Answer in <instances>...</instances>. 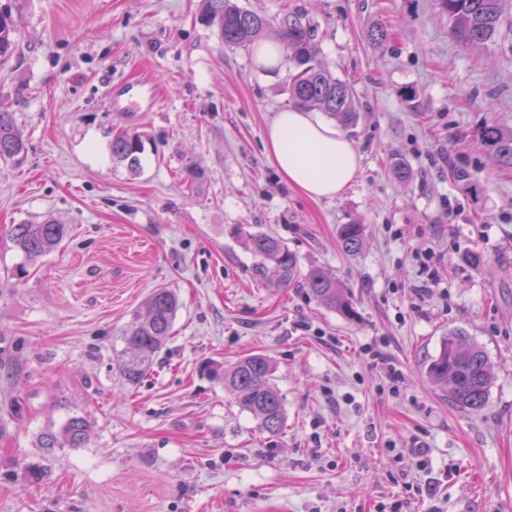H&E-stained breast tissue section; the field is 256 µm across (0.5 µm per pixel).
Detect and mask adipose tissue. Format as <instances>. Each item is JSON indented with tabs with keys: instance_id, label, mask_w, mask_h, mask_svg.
Masks as SVG:
<instances>
[{
	"instance_id": "ef3b65f1",
	"label": "adipose tissue",
	"mask_w": 512,
	"mask_h": 512,
	"mask_svg": "<svg viewBox=\"0 0 512 512\" xmlns=\"http://www.w3.org/2000/svg\"><path fill=\"white\" fill-rule=\"evenodd\" d=\"M264 145L281 178L313 200L342 194L360 166L353 140L315 112L300 108L278 112L265 130Z\"/></svg>"
}]
</instances>
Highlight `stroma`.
I'll return each instance as SVG.
<instances>
[{
    "instance_id": "1",
    "label": "stroma",
    "mask_w": 512,
    "mask_h": 512,
    "mask_svg": "<svg viewBox=\"0 0 512 512\" xmlns=\"http://www.w3.org/2000/svg\"><path fill=\"white\" fill-rule=\"evenodd\" d=\"M241 4L307 11L352 85L361 162L342 196L311 200L272 167L264 131L289 106L288 65L225 46L202 0H0L20 30L0 103L26 141L21 163L0 162V512H376L398 498L406 512H512V171L474 136L484 118L512 121V7L495 42L466 50L436 0ZM375 25L390 33L378 47ZM139 78L160 106L112 111L108 85ZM122 129L144 135L134 173L112 159ZM49 218L68 237L18 274L12 225ZM351 222L365 227L355 255L338 238ZM247 232L285 242L289 281L260 267ZM313 267L348 288L352 315L310 298ZM158 287L181 307L131 385L122 333ZM459 328L495 375L477 413L427 374ZM250 353L275 364L281 433L200 370ZM74 416L89 442L43 453L38 436ZM38 462L33 484L23 467ZM430 478L433 496L405 493Z\"/></svg>"
}]
</instances>
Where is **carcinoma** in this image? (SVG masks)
Returning a JSON list of instances; mask_svg holds the SVG:
<instances>
[{
    "mask_svg": "<svg viewBox=\"0 0 512 512\" xmlns=\"http://www.w3.org/2000/svg\"><path fill=\"white\" fill-rule=\"evenodd\" d=\"M448 15L453 38L465 48L484 46L495 41L501 26L502 0H438ZM205 21L218 29L224 45L247 46L264 36L284 45L293 71L288 80L291 102L301 108H315L339 121L353 125L360 113L356 109L352 87L335 77L321 57L318 26L307 15L288 12L268 18L243 8L239 0H205ZM17 28L11 13L0 15V64L7 62L16 47ZM483 150L501 169L512 170V125L497 119L483 121L475 130ZM143 135L123 130L112 139V159L136 171L141 166ZM25 152V143L16 125L14 113L0 106V160L17 163ZM68 235L64 224L45 220L38 224H17L13 240L25 259L34 263L54 251ZM344 251L357 254L364 244L361 224H343L338 231ZM248 249L263 263L273 265L283 280L295 271V259L280 239L262 232L246 234ZM311 297L321 306L351 314L345 287L320 268L308 272ZM180 309L177 293L156 288L134 311L123 333L124 353L119 370L130 384L144 379L153 357L171 335ZM203 371L224 383L235 395L237 406L251 414L262 430L279 433L284 426V398L273 382L274 365L263 353L238 358L230 366L207 361ZM430 380L448 396V401L467 412H478L486 404L494 381L489 359L483 348L462 330L452 331L441 344L440 352L428 368ZM90 436V425L83 417H72L59 433L40 437V447H83Z\"/></svg>",
    "mask_w": 512,
    "mask_h": 512,
    "instance_id": "cac0c4a2",
    "label": "carcinoma"
}]
</instances>
